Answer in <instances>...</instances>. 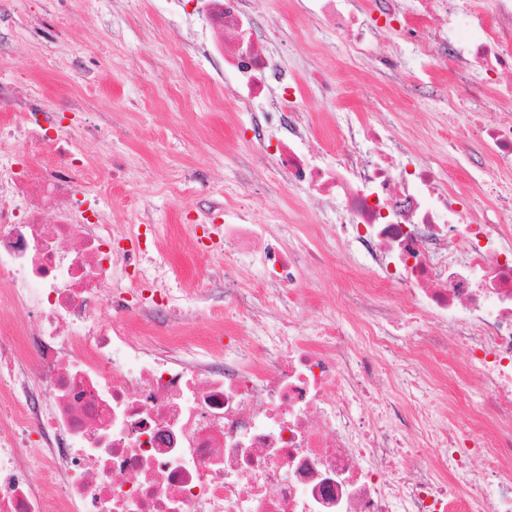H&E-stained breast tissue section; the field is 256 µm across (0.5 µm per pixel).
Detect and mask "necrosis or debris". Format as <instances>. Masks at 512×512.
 I'll use <instances>...</instances> for the list:
<instances>
[{"mask_svg":"<svg viewBox=\"0 0 512 512\" xmlns=\"http://www.w3.org/2000/svg\"><path fill=\"white\" fill-rule=\"evenodd\" d=\"M247 3L201 0L205 45L258 143L277 140L282 179L332 200L319 251L344 245L367 270L340 291L361 316L328 308L304 324L296 251L228 198L224 243L263 273L259 287L229 291L242 333L220 366L209 342L190 356L174 336L143 343L137 332L187 321L192 308L167 287L165 260H143L139 233L123 239L102 223L100 194L80 193L66 167L41 165L49 113L0 125V152L22 160L0 167V295L34 318L26 350L0 328L11 401L0 512H45L50 498L58 512H512V187L484 186L487 171L512 170V113L472 126L485 149L472 194L424 161L402 165L389 128L351 107L323 143L303 90L333 96L338 75L287 81ZM305 11L362 57L378 35L371 15L408 34L440 17L447 29L431 49L512 73V0H495L489 19L458 0H306ZM480 201L507 223L473 219ZM109 307L130 320L105 321ZM450 347L461 363L441 359ZM438 392L469 403L467 427L434 408Z\"/></svg>","mask_w":512,"mask_h":512,"instance_id":"4bbe7bcc","label":"necrosis or debris"}]
</instances>
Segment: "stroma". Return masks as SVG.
I'll use <instances>...</instances> for the list:
<instances>
[{
	"label": "stroma",
	"mask_w": 512,
	"mask_h": 512,
	"mask_svg": "<svg viewBox=\"0 0 512 512\" xmlns=\"http://www.w3.org/2000/svg\"><path fill=\"white\" fill-rule=\"evenodd\" d=\"M305 0H253L259 23L282 18L274 61L295 78L310 72L342 71L337 93L353 98L370 122L388 126L405 145L438 170L447 182L464 177L465 158L479 159L480 144L467 135L465 115L448 109L452 94L467 97V112L492 122L512 100L474 90L482 74L457 68L451 58L428 49L423 36L393 28L379 34L377 48L399 57L400 80L352 59L343 33L321 29L304 10ZM205 21L196 0H0V117L16 113L10 90L25 87L39 106L53 113L65 132L64 148L93 159L81 186L99 189L122 175L123 189L102 206L106 223L125 233L158 225L150 257L168 261L167 284L199 296L198 311L173 327L184 348L224 337L230 316H213L209 288H253L259 270L225 260L223 251L197 249L194 227L220 224L210 211L225 192L263 197L252 212L270 224L284 245L319 247L317 224L304 193L275 173L274 147L260 146L246 113L231 100V83L203 52ZM435 71L433 91L417 88L420 70ZM456 124V145L440 142L436 128ZM292 227L282 234V224ZM302 288L316 307L336 302V291L364 281L363 270L345 258L303 266Z\"/></svg>",
	"instance_id": "obj_1"
}]
</instances>
